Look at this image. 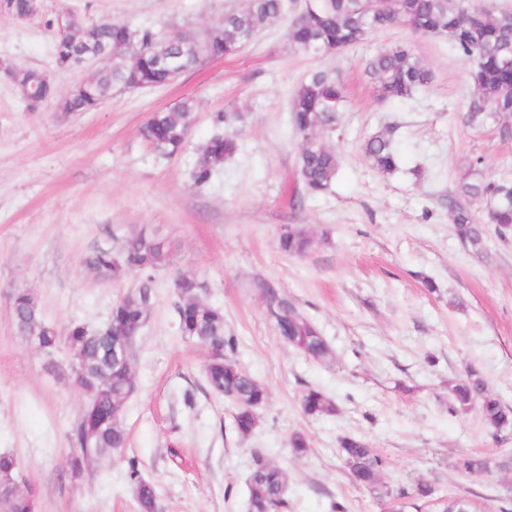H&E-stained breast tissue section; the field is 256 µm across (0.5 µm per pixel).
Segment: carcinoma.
<instances>
[{"label":"carcinoma","mask_w":512,"mask_h":512,"mask_svg":"<svg viewBox=\"0 0 512 512\" xmlns=\"http://www.w3.org/2000/svg\"><path fill=\"white\" fill-rule=\"evenodd\" d=\"M302 19L289 25L287 36L296 47L315 54L346 51L378 30L404 28L420 37L441 36L463 60L473 62L470 81L477 96L470 119L485 110L512 113V13L494 3L464 6V0H309ZM39 0H6V12L17 18L38 14ZM288 14V0H248L247 5L224 14L220 25L201 45L195 36L175 30L163 36L151 26L132 27L105 20L88 27L79 26L66 38H58L53 54L56 65L65 67L71 56L88 53L91 48L106 56L107 65L84 84L56 97V88L44 72L29 69L17 81L25 98L33 104L58 99L61 115L89 112L109 98L114 89L159 88L176 79L165 60H175L182 71L195 68L202 57H230L251 43L271 22ZM381 100H407L431 82V72L406 46L379 52L368 64ZM342 86L328 71L310 73L296 89L290 103L294 128L304 138L298 154L300 180L309 194L329 189L339 168L336 152L320 139L333 132L344 108ZM235 112H213L214 133L202 143L192 170L196 186L209 183L215 170L234 155L238 143L226 131ZM195 122L194 103L154 113L140 128V137L162 157L177 154L185 144ZM366 157L382 174L398 167V150L391 135L378 133L362 147ZM459 200L449 207V219L461 240L474 249L482 245V231L476 224L468 202L490 200L487 217L500 234L512 232V186L483 181H462ZM280 247L292 255H302L315 239L293 224L283 225ZM85 265L105 280L128 273L139 277V286L117 299L101 326L89 329L71 325L60 333L48 323L32 294L12 293L10 311L22 340L33 341L39 349L52 353L65 346L72 356L70 375L74 385L89 392V400L72 428L70 470L81 475L93 463L111 458L112 452L126 447V402L137 388L133 359L116 356L113 347L119 338L138 337L147 322L156 288L157 273L167 266V248L154 237L141 232L126 240L118 250H97L84 260ZM178 296L177 314L181 335L208 351L205 375L211 390L230 402L235 414L250 422L261 419L267 399L266 389L231 358L236 339L225 335L224 312L201 299L195 279L179 275L174 279ZM274 322L280 337L298 352L315 361L326 360L331 349L312 324L287 298L273 307ZM449 409H467L477 404L493 434L507 439L512 432V407L504 404L475 370L468 369L449 388ZM300 406L307 416L335 411L332 400L323 392L309 388ZM343 461L353 481L378 492L385 465L369 444L356 437L340 441ZM455 467L463 474L481 473L490 468L486 460L462 456ZM18 463L9 454H0V500L8 512H36L33 489H18ZM129 479L139 512H157L156 487L143 479L135 463L129 465ZM249 512H280L288 507L287 474L274 460L258 455L249 482Z\"/></svg>","instance_id":"cac0c4a2"}]
</instances>
